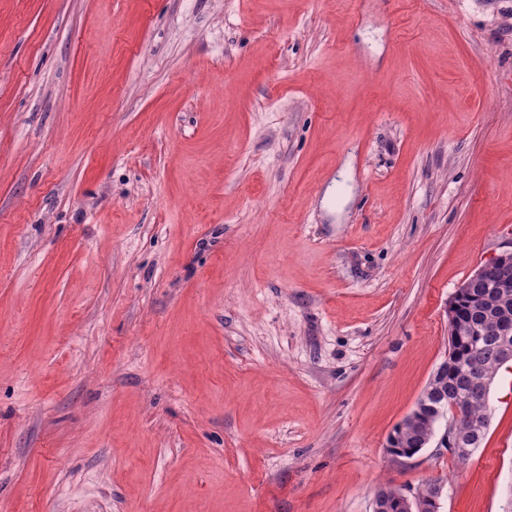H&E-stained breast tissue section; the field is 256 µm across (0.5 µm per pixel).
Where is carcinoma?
Masks as SVG:
<instances>
[{
	"label": "carcinoma",
	"mask_w": 512,
	"mask_h": 512,
	"mask_svg": "<svg viewBox=\"0 0 512 512\" xmlns=\"http://www.w3.org/2000/svg\"><path fill=\"white\" fill-rule=\"evenodd\" d=\"M458 322L448 323L461 333L458 354L448 372L435 378V391L448 396V406L458 405L462 417L458 429L466 435L465 445L474 451L479 448L489 426L488 394L490 385L503 364L501 337L480 336L474 330L498 321L505 313L512 314V295L494 302L493 289L478 281L457 299ZM484 374L485 383H477L474 369ZM434 413L429 411L424 420L416 424H398L394 431L407 433L406 444L416 448L432 436ZM373 503L386 512H396L395 496L382 487L375 491Z\"/></svg>",
	"instance_id": "obj_1"
}]
</instances>
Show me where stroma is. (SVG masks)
Returning <instances> with one entry per match:
<instances>
[{
    "label": "stroma",
    "mask_w": 512,
    "mask_h": 512,
    "mask_svg": "<svg viewBox=\"0 0 512 512\" xmlns=\"http://www.w3.org/2000/svg\"><path fill=\"white\" fill-rule=\"evenodd\" d=\"M512 250V0H0V512H512L386 450Z\"/></svg>",
    "instance_id": "1"
}]
</instances>
